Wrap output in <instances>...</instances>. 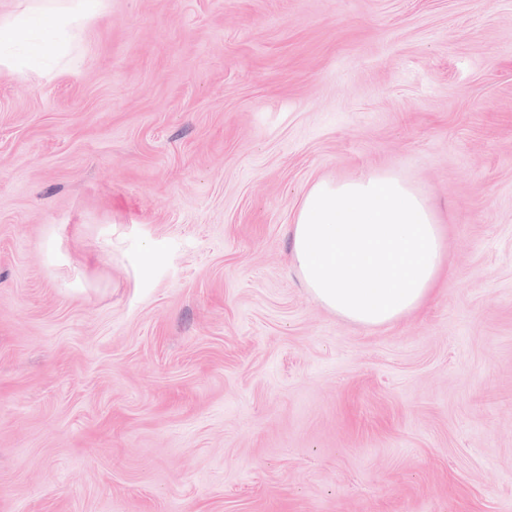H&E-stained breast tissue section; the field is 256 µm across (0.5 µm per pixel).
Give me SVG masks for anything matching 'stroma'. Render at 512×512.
Returning a JSON list of instances; mask_svg holds the SVG:
<instances>
[{"label":"stroma","instance_id":"35a3bbf8","mask_svg":"<svg viewBox=\"0 0 512 512\" xmlns=\"http://www.w3.org/2000/svg\"><path fill=\"white\" fill-rule=\"evenodd\" d=\"M0 65V512H512V0H100ZM396 174L444 274L380 328L291 266Z\"/></svg>","mask_w":512,"mask_h":512}]
</instances>
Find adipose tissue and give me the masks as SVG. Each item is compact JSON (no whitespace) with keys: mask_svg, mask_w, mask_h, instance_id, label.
Wrapping results in <instances>:
<instances>
[{"mask_svg":"<svg viewBox=\"0 0 512 512\" xmlns=\"http://www.w3.org/2000/svg\"><path fill=\"white\" fill-rule=\"evenodd\" d=\"M70 10L38 7L0 19V64L18 76L58 51L31 45L43 33L64 35L97 0H72ZM442 232L428 201L390 173L343 182L319 181L300 202L292 232V263L327 310L363 327L392 324L418 309L440 277Z\"/></svg>","mask_w":512,"mask_h":512,"instance_id":"adipose-tissue-1","label":"adipose tissue"}]
</instances>
